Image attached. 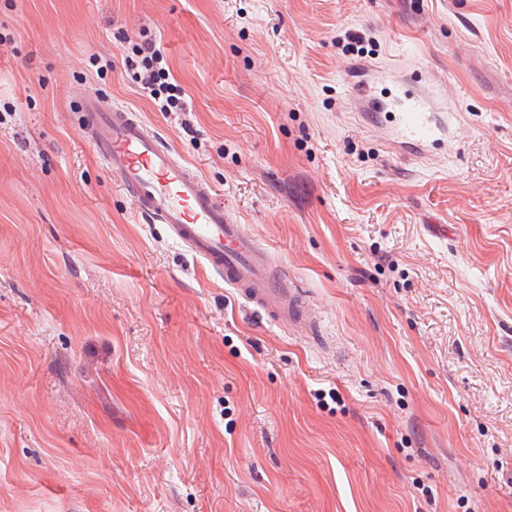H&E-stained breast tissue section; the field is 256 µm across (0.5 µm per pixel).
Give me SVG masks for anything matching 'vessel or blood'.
<instances>
[{"label":"vessel or blood","instance_id":"vessel-or-blood-1","mask_svg":"<svg viewBox=\"0 0 512 512\" xmlns=\"http://www.w3.org/2000/svg\"><path fill=\"white\" fill-rule=\"evenodd\" d=\"M82 130L118 177L137 211L170 228L177 242L274 322L312 329L299 289L274 277L268 252L235 224L223 200L192 166L131 109L97 95L80 100ZM388 115L393 143L424 154L448 131L447 113L429 95L399 87L373 100L366 119Z\"/></svg>","mask_w":512,"mask_h":512}]
</instances>
